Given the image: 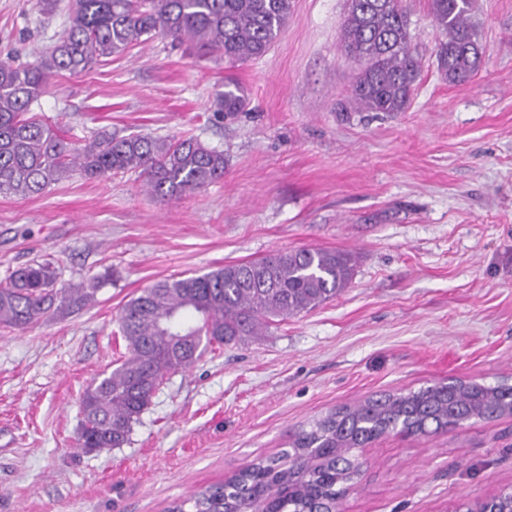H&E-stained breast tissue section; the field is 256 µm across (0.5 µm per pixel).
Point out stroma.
<instances>
[{
	"label": "stroma",
	"mask_w": 512,
	"mask_h": 512,
	"mask_svg": "<svg viewBox=\"0 0 512 512\" xmlns=\"http://www.w3.org/2000/svg\"><path fill=\"white\" fill-rule=\"evenodd\" d=\"M421 73L409 109L344 112L356 64L346 0H294L261 58L235 64L157 37L56 75L32 104L66 138L197 137L222 179L160 201L137 175L75 172L30 197L0 193V278L53 262L58 284H102L93 306L0 329V512H168L286 449L327 411L448 378L512 383V0H475L477 74L451 84L428 0H402ZM0 0V61L35 62L70 0ZM233 76L235 119L215 97ZM353 252L352 284L265 335L170 374L120 448L77 445L86 386L125 353L116 318L146 286L278 249ZM341 512H453L512 487V417L431 436L390 434ZM248 105V97L240 84L232 76L224 78V92L216 97L217 113L224 118H234L245 112Z\"/></svg>",
	"instance_id": "1"
}]
</instances>
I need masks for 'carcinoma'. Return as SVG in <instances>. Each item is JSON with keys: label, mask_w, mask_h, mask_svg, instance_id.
Segmentation results:
<instances>
[{"label": "carcinoma", "mask_w": 512, "mask_h": 512, "mask_svg": "<svg viewBox=\"0 0 512 512\" xmlns=\"http://www.w3.org/2000/svg\"><path fill=\"white\" fill-rule=\"evenodd\" d=\"M473 0H431L445 40L437 66L448 82L468 81L483 50L470 14ZM292 0H72L69 25L36 64L0 61V193L40 194L80 171L89 178L137 173L151 194H193L224 177V152L193 138L117 136L101 132L76 145L60 129L29 115L48 81L79 72L163 35L193 42L208 55L244 61L262 56L288 24ZM410 22L401 0H347L341 27L345 51L361 63L348 109L396 114L408 109L420 76ZM248 97L231 76L216 97L217 113L234 118ZM355 255L303 247L229 263L203 274L159 281L120 310L126 354L93 380L80 399L78 445L86 453L120 448L165 377L190 368L213 345L261 336L280 317L310 311L350 286ZM57 269L34 261L0 281V327L25 331L58 310L96 302L98 288H58ZM506 412L512 394L501 384L459 381L408 392L380 393L328 411L297 431L290 448L208 485L170 512H305L315 501L336 503L356 478L352 450L396 430L444 431L456 410Z\"/></svg>", "instance_id": "1"}]
</instances>
